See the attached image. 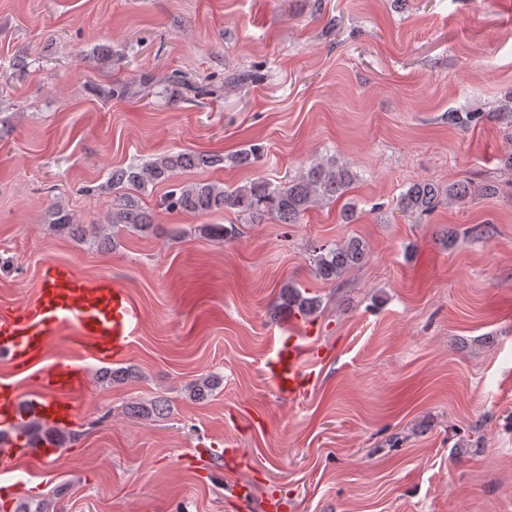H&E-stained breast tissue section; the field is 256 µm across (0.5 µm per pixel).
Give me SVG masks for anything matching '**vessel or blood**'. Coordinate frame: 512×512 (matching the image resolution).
<instances>
[{
  "mask_svg": "<svg viewBox=\"0 0 512 512\" xmlns=\"http://www.w3.org/2000/svg\"><path fill=\"white\" fill-rule=\"evenodd\" d=\"M139 319L126 288L108 277L85 278L66 264L41 269L30 302L0 309V360L16 374L34 372L41 383L40 392L31 397L15 384L0 385V431L6 434L0 465L45 466L51 448L13 437L14 428L31 420L58 429L72 422L88 386L86 360H124ZM64 329L72 353L64 360H51L52 339ZM307 357L306 347L292 338L276 350L271 371L281 395L298 399L313 386L315 373L307 366Z\"/></svg>",
  "mask_w": 512,
  "mask_h": 512,
  "instance_id": "1",
  "label": "vessel or blood"
}]
</instances>
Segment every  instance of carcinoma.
Returning <instances> with one entry per match:
<instances>
[{"instance_id": "1", "label": "carcinoma", "mask_w": 512, "mask_h": 512, "mask_svg": "<svg viewBox=\"0 0 512 512\" xmlns=\"http://www.w3.org/2000/svg\"><path fill=\"white\" fill-rule=\"evenodd\" d=\"M169 82L177 85L183 94L201 96L214 92L212 83L191 79L180 72L169 76ZM253 82L254 74L249 71L233 73L224 78L225 87L229 89L247 87ZM261 156L262 150L256 145L227 156L192 150L160 154L140 166L112 169L107 181L100 186L102 191L114 194L108 223L85 224L58 202L48 208L47 220L78 241H88L100 250H109L113 248L117 232L121 230L140 233L153 230L154 212L144 207L138 197L139 193L151 185L171 183L170 190L160 201L161 208L169 212L198 216L231 212L250 224H297L308 210L342 197L355 178L350 167L334 158H326L310 162L287 181L279 183L264 177L227 187L208 180L187 184L173 182L181 171L222 168L226 162L234 166H250L257 163ZM471 192V183L467 181L451 184L445 189L432 180H422L410 184L401 193L397 208L407 216H427L438 207L443 197L462 200ZM199 233L206 239L227 242L236 238L238 228L234 224H203ZM367 255L366 244L357 237L321 245L314 248L313 272L324 281H334L347 270L361 265ZM280 300L283 307L303 315L312 314L320 306V300L303 296L288 283L281 287ZM219 384V377L202 374L187 385L186 392L190 399L199 401L207 398ZM128 410L131 416L148 420L164 415L167 403L162 398H155L133 402ZM17 435L35 444L50 441L57 448L64 447L71 438V433L47 427L37 421L18 427Z\"/></svg>"}]
</instances>
